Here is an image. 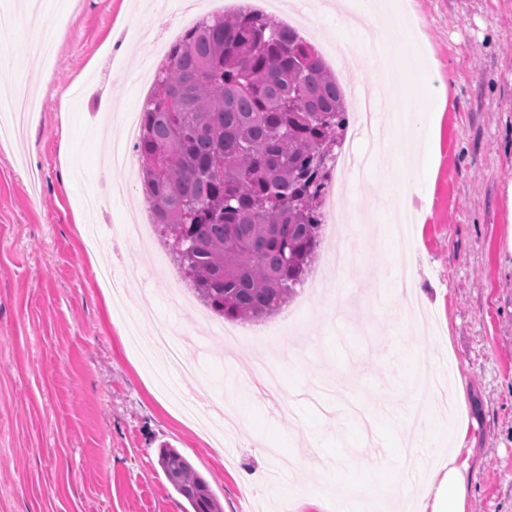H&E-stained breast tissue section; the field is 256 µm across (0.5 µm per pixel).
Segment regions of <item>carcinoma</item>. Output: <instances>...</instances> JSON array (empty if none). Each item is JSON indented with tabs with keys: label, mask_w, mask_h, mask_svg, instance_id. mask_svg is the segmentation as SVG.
<instances>
[{
	"label": "carcinoma",
	"mask_w": 512,
	"mask_h": 512,
	"mask_svg": "<svg viewBox=\"0 0 512 512\" xmlns=\"http://www.w3.org/2000/svg\"><path fill=\"white\" fill-rule=\"evenodd\" d=\"M343 89L290 26L204 17L169 50L136 145L154 223L201 302L241 321L278 310L319 245V158L346 128ZM158 462L186 512H220L178 451Z\"/></svg>",
	"instance_id": "1"
}]
</instances>
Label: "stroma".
<instances>
[{"instance_id":"35a3bbf8","label":"stroma","mask_w":512,"mask_h":512,"mask_svg":"<svg viewBox=\"0 0 512 512\" xmlns=\"http://www.w3.org/2000/svg\"><path fill=\"white\" fill-rule=\"evenodd\" d=\"M432 80L454 74L455 101L439 113V157L430 190L416 199L417 304L436 315L433 332H410L384 309L402 303L393 279L398 251L392 231L371 241L353 226L346 235L355 257L343 274L327 248L335 226L323 225L309 275L275 313L250 321L213 315L199 300L173 301V290L152 272V255L168 253L117 239L131 212L149 223L140 181L111 193L100 117L143 111L151 76L198 17L231 13L238 0H200L184 15L181 0H70L50 60L33 56L31 23L18 16L0 65V101L28 81L41 85L34 115L0 138V512H183L184 499L158 463L168 445L209 482L223 512H300L294 487L322 489L331 479L378 486L400 480L407 466L424 474L448 453L459 422L468 424L471 489L466 512H512V236L504 220L512 182V0H402ZM250 9L275 23L309 20L302 37L335 28L336 18L310 0H251ZM373 162L346 180L338 207L378 196L391 174L381 151L366 142ZM71 159L72 193H65L64 159ZM98 201L103 240L92 244L73 213L87 194ZM124 275L126 310H107L91 253ZM343 311H336V304ZM152 309L161 323L190 334L181 354L197 365L172 374L187 394L208 382L205 405L229 407L240 433L216 447L158 388L128 340L126 319ZM156 321V322H157ZM294 323L303 341L277 356L292 413L259 400L240 371L263 348L257 336ZM462 378L463 400L439 407L425 424L429 455L403 454L362 439L359 426L337 408L351 398L369 409L411 399L417 385L442 375ZM314 437L325 458L305 447ZM291 461L275 495L244 491L238 477L270 475Z\"/></svg>"}]
</instances>
